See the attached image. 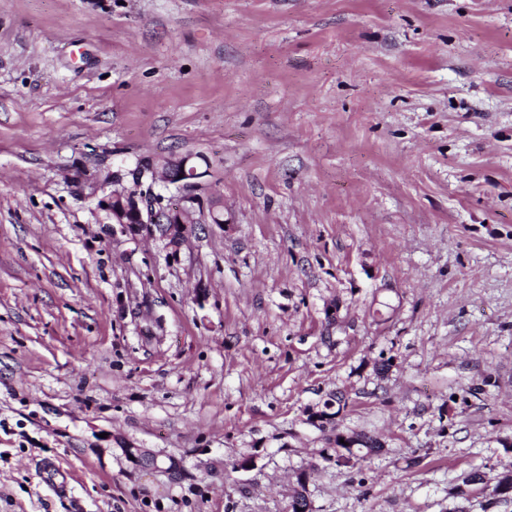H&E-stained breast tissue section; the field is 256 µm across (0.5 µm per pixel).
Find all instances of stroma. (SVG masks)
Returning a JSON list of instances; mask_svg holds the SVG:
<instances>
[{"instance_id": "1", "label": "stroma", "mask_w": 512, "mask_h": 512, "mask_svg": "<svg viewBox=\"0 0 512 512\" xmlns=\"http://www.w3.org/2000/svg\"><path fill=\"white\" fill-rule=\"evenodd\" d=\"M188 153L223 225L113 232L101 169ZM509 470L512 0H0V512H499ZM353 439V442L358 448V453L352 452L351 448H347L350 446L347 436L345 435L344 438V444L346 447H343L346 451V453H339L336 450V462L337 464H343L345 466L347 465H355L360 462H364L369 455H372L380 450V448L383 447L380 440L373 436L366 433H357L353 436H349ZM362 449H365V453L360 454L362 452Z\"/></svg>"}]
</instances>
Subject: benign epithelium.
Returning a JSON list of instances; mask_svg holds the SVG:
<instances>
[{
  "label": "benign epithelium",
  "mask_w": 512,
  "mask_h": 512,
  "mask_svg": "<svg viewBox=\"0 0 512 512\" xmlns=\"http://www.w3.org/2000/svg\"><path fill=\"white\" fill-rule=\"evenodd\" d=\"M132 178L133 186L124 185V176ZM209 167L192 154H177L160 163L140 160L125 173L107 171L101 186L108 189L100 200L108 218L119 231L133 239L139 236H157L165 241L168 257L175 259L187 241L194 225L217 223L224 220V202L211 197L204 206L201 192L207 189ZM174 189L171 197L160 199L155 185Z\"/></svg>",
  "instance_id": "benign-epithelium-1"
}]
</instances>
